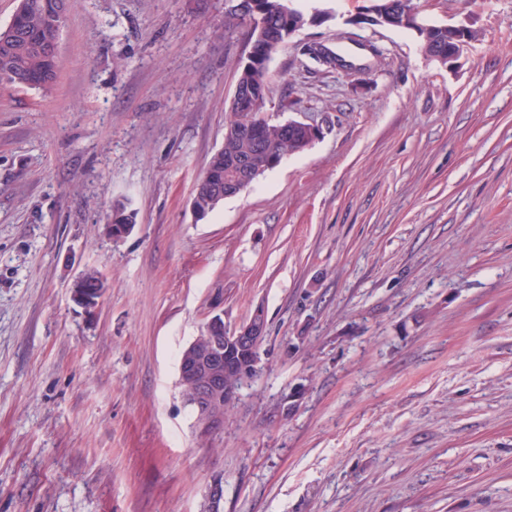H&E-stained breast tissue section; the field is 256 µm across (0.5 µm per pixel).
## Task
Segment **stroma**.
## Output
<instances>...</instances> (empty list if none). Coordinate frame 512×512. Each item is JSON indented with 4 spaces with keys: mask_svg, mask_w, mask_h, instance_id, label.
I'll list each match as a JSON object with an SVG mask.
<instances>
[{
    "mask_svg": "<svg viewBox=\"0 0 512 512\" xmlns=\"http://www.w3.org/2000/svg\"><path fill=\"white\" fill-rule=\"evenodd\" d=\"M69 4L56 84L0 88V512H203L217 471L223 512H512V0H416L476 33L447 66L323 0L264 107L322 137L200 221L251 26ZM259 307L262 370L200 439L180 353ZM109 224L116 225L112 226V240L119 241L132 232L135 226L134 213L128 211L124 204H117L112 208ZM86 281V275L84 272L81 273V275L78 277V279L73 283L72 285V298L73 301L82 306L86 311H92L96 308V306L99 303V300L101 297L98 298H90L86 292H88L89 295L94 296V288H90ZM86 288H89L88 290Z\"/></svg>",
    "mask_w": 512,
    "mask_h": 512,
    "instance_id": "1",
    "label": "stroma"
}]
</instances>
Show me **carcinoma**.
Instances as JSON below:
<instances>
[{
    "label": "carcinoma",
    "mask_w": 512,
    "mask_h": 512,
    "mask_svg": "<svg viewBox=\"0 0 512 512\" xmlns=\"http://www.w3.org/2000/svg\"><path fill=\"white\" fill-rule=\"evenodd\" d=\"M293 0H258L268 15L262 38L251 37L250 50L254 59L243 64L237 72L236 83L267 90L270 81L269 63L273 53L286 44L295 33L314 23L332 19L327 10L309 14L292 5ZM69 0H19L10 22L0 27V73L13 75V87L48 90L59 76L58 54L60 20L65 18ZM417 37L427 57L447 65L448 29L429 23L418 29ZM233 120L224 132V146L210 159L208 168L228 180L236 172V159L249 151L252 143L239 137L236 127L249 123L253 137L262 143L267 155L300 152L311 145L305 135L291 140L284 137L281 123L267 120L251 105L231 104Z\"/></svg>",
    "instance_id": "carcinoma-1"
}]
</instances>
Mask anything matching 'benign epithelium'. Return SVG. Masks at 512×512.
Returning a JSON list of instances; mask_svg holds the SVG:
<instances>
[{"mask_svg":"<svg viewBox=\"0 0 512 512\" xmlns=\"http://www.w3.org/2000/svg\"><path fill=\"white\" fill-rule=\"evenodd\" d=\"M424 23L420 10L416 7H400L398 15L386 22L389 28L414 30ZM455 33L448 47V63L452 64L464 52L471 40V28L466 23L448 26ZM290 132L308 131L309 137L319 139L322 129L311 122L289 119L283 123ZM265 153L261 145H256L251 157L244 160L243 176L226 184L214 174L205 173L201 184L213 192L224 191V196L238 194L255 182L264 173ZM86 275L82 274L72 285L73 301L87 311H92L99 299L87 295ZM265 333V313L258 308L251 319L238 329L229 332L224 321L215 316L206 324L203 334L207 344H189L183 349L179 371L184 382L192 388V396L185 400L186 405L195 410V431L201 438L208 439L224 432V401L235 394L230 377H247L258 371L260 348ZM205 512H221L224 501V473L217 472L210 478L205 489Z\"/></svg>","mask_w":512,"mask_h":512,"instance_id":"7a95c632","label":"benign epithelium"}]
</instances>
